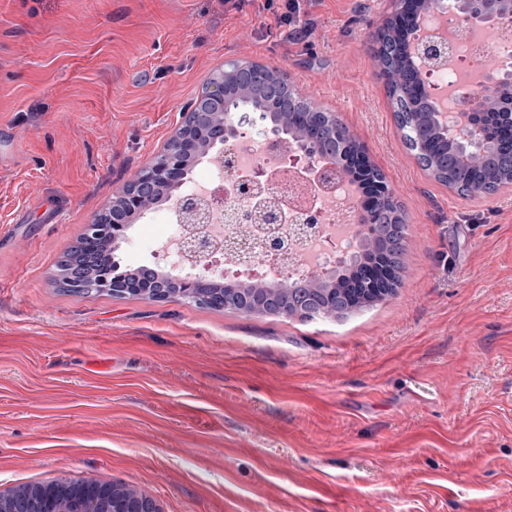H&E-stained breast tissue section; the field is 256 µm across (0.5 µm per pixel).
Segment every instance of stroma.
Returning a JSON list of instances; mask_svg holds the SVG:
<instances>
[{"instance_id":"1","label":"stroma","mask_w":512,"mask_h":512,"mask_svg":"<svg viewBox=\"0 0 512 512\" xmlns=\"http://www.w3.org/2000/svg\"><path fill=\"white\" fill-rule=\"evenodd\" d=\"M395 0H0V494L94 478L161 512H512V186L403 144L372 56ZM284 69L408 223L396 295L343 319L73 296L55 264L232 62ZM155 212L125 266L155 265Z\"/></svg>"}]
</instances>
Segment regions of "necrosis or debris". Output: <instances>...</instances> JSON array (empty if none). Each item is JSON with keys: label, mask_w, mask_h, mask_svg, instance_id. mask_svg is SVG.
Masks as SVG:
<instances>
[{"label": "necrosis or debris", "mask_w": 512, "mask_h": 512, "mask_svg": "<svg viewBox=\"0 0 512 512\" xmlns=\"http://www.w3.org/2000/svg\"><path fill=\"white\" fill-rule=\"evenodd\" d=\"M453 43L455 50L451 63L434 71L431 77L437 86L448 85L473 69L487 68L492 63L489 44L478 40L472 30L457 27ZM232 156L231 172L218 174L207 168L194 177L202 200L209 203V226L217 244L215 254L224 260L219 278L240 282L253 276L266 282L297 280L315 268H335L347 258L357 202L344 179H321L320 169L314 164L307 170L294 172L288 164L285 150L272 148L268 138L262 134L239 140L232 147ZM260 169L272 179L267 201L280 216L279 228L283 236L292 237L295 228L293 215L297 209L309 206L320 215L315 233L295 239L290 253L260 249L262 235L256 228L252 229L251 238L253 244L258 245V252L241 256L226 251L224 247L226 239L240 230L239 225L226 223L224 210L226 206L239 202L241 187L254 185V174Z\"/></svg>", "instance_id": "4bbe7bcc"}]
</instances>
